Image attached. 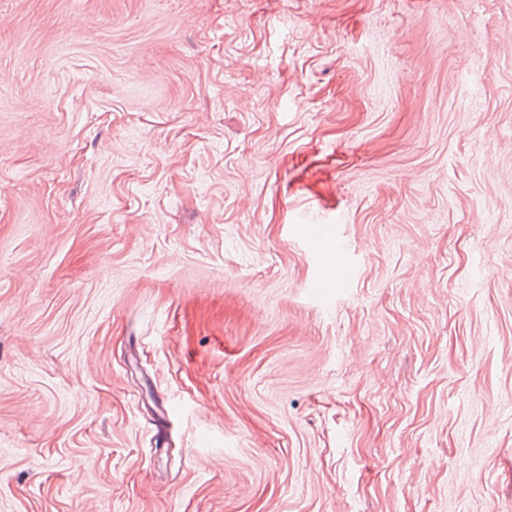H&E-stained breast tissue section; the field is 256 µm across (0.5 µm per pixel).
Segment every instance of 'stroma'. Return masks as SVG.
<instances>
[{
	"label": "stroma",
	"instance_id": "1",
	"mask_svg": "<svg viewBox=\"0 0 512 512\" xmlns=\"http://www.w3.org/2000/svg\"><path fill=\"white\" fill-rule=\"evenodd\" d=\"M0 512H512V0H0ZM309 254L318 273L316 288H322V282L328 276H336L339 280L351 273L348 254L337 236L330 245L315 246Z\"/></svg>",
	"mask_w": 512,
	"mask_h": 512
}]
</instances>
